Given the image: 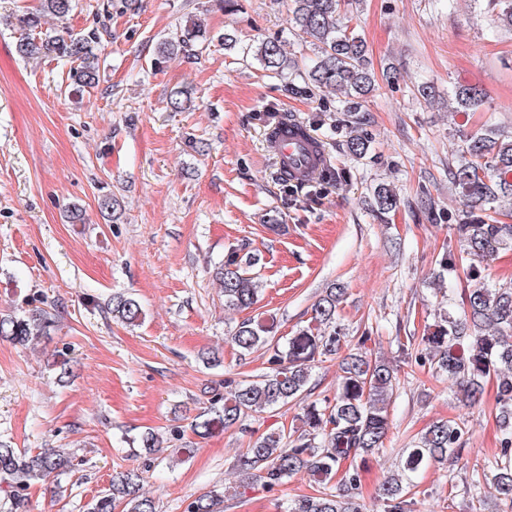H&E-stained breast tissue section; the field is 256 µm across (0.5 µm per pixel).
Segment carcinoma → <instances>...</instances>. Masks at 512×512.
<instances>
[{"label": "carcinoma", "mask_w": 512, "mask_h": 512, "mask_svg": "<svg viewBox=\"0 0 512 512\" xmlns=\"http://www.w3.org/2000/svg\"><path fill=\"white\" fill-rule=\"evenodd\" d=\"M496 18L512 25V0H492ZM348 0H289L291 35L298 48L314 52L309 69L301 75L303 86L332 91L341 96L346 111L356 112L376 90L374 75L366 56L365 41L347 16ZM72 11V0H38L37 6L14 17L12 26L21 32L17 43L25 59L52 56L71 63L69 86L79 93L100 82L102 37L97 28L85 33L59 35L44 28L47 17L64 20ZM211 43L205 21L194 17L178 38L159 43L153 65L156 68L171 56L199 51ZM288 41L263 40L245 46L263 70L278 76L295 67V54L288 53ZM452 99L461 112H473L484 104L482 92L458 86ZM194 89L180 87L171 92L168 106L174 112L194 107ZM371 141L353 130L346 140L347 151L355 157L368 154ZM452 180L465 200L456 232L470 265L463 269L467 281L478 278L477 264L500 249L512 247V224L497 223L496 216L512 215V136L494 127L480 128L465 136ZM400 199L385 183L373 190L372 208L380 215L396 211ZM103 219L113 223L122 216L120 201L101 196ZM257 258L245 245L229 246L215 278L224 293V307L251 308L258 301L259 281L250 268ZM344 288L332 286L313 304L311 316L296 336L282 343L274 334V323L261 316L239 322L231 335L236 352L245 356L261 347L267 349V371L249 380L224 378V395H215L208 412L190 424L194 434L206 437L217 425L229 429L246 418L290 403L302 404L297 420L301 427H284L258 437L238 457L236 469L272 492L293 475L304 471L314 483L315 494L285 504L283 512H362L354 491L360 484L357 459L383 449L389 429L387 408L398 386L397 371L385 361L371 360L367 344L372 331L357 337L340 364V380L333 398L304 403L312 373L322 359L338 353L347 344L336 327V311ZM461 315L438 302L433 323L422 335L394 336L399 360H413L445 375L467 400H480L484 386L493 380L497 387L496 420L500 432V453L494 458L495 490L500 501L512 510V282L469 285L460 294ZM107 312L124 324L143 318L140 303L125 293L112 295ZM51 313L40 308L25 314L0 313V340L28 347L49 335ZM465 422L448 419L433 423L421 437L420 445L409 448L398 475L387 477L379 488L383 512H413L418 476L432 462H442L464 444ZM129 443L150 451L161 445L151 430L129 438ZM70 457L56 448L32 455L20 452L0 439V486L11 508H27V490L33 482H46L66 473ZM143 472L126 469L112 476L108 493L92 499L84 512H156L155 502L143 492ZM187 512H224V491L210 490L192 501Z\"/></svg>", "instance_id": "1"}]
</instances>
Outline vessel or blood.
I'll return each mask as SVG.
<instances>
[{"label": "vessel or blood", "instance_id": "vessel-or-blood-1", "mask_svg": "<svg viewBox=\"0 0 512 512\" xmlns=\"http://www.w3.org/2000/svg\"><path fill=\"white\" fill-rule=\"evenodd\" d=\"M267 148L279 162L287 165L290 173L302 184L314 178L326 162L322 147L312 138L303 136L292 124L268 139Z\"/></svg>", "mask_w": 512, "mask_h": 512}]
</instances>
